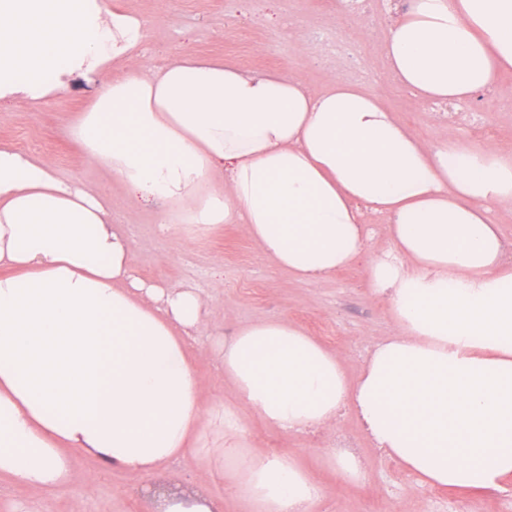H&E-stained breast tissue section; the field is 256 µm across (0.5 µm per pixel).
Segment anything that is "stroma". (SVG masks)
Returning <instances> with one entry per match:
<instances>
[{
	"label": "stroma",
	"mask_w": 512,
	"mask_h": 512,
	"mask_svg": "<svg viewBox=\"0 0 512 512\" xmlns=\"http://www.w3.org/2000/svg\"><path fill=\"white\" fill-rule=\"evenodd\" d=\"M112 8L141 16L146 22V59L159 68L191 54L218 59L256 72L300 76L314 92L331 79L354 82L379 93L393 117L421 140L438 143L455 134L484 150L512 153V71L503 73L496 90L449 111L419 102L390 76L382 52L396 10L376 0L371 10H348L342 0H109ZM338 35V50L324 41ZM90 89L78 85L39 111L19 103L0 111V143L51 162L58 175L91 184L112 201V217L130 239L133 272L160 285L190 284L210 295L206 343H192L188 354L208 388L207 407L221 412L232 390L218 369V340L238 327L280 317L336 353L350 377H357L372 348L392 332L388 302L368 283L367 260L390 246L386 218L365 211L371 229L362 257L325 280L308 282L276 266L238 224L204 229L173 224L161 230L159 203L131 199L110 170L89 162L66 138V122L83 110ZM243 435L250 448L292 456L322 489L316 512H512V479L504 489H446L420 484L400 463L372 442L355 413L336 428L313 435L284 431L257 415L242 412ZM340 438L356 451L360 480L341 479L325 455L326 442ZM224 430L205 424L195 446L173 464L165 477L180 488H204L222 499L223 512H243L224 484ZM73 476L52 491H39L0 476V512H150L148 496L156 477L102 469L84 451L69 452Z\"/></svg>",
	"instance_id": "1"
}]
</instances>
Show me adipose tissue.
Returning a JSON list of instances; mask_svg holds the SVG:
<instances>
[{
  "label": "adipose tissue",
  "instance_id": "ef3b65f1",
  "mask_svg": "<svg viewBox=\"0 0 512 512\" xmlns=\"http://www.w3.org/2000/svg\"><path fill=\"white\" fill-rule=\"evenodd\" d=\"M145 21L106 0H0V105L40 107L93 86L65 134L161 223L239 224L277 266L321 280L360 255L362 208L392 246L368 263L391 335L349 382L340 358L282 318L224 338L225 480L246 512H314L320 487L289 456L252 452L239 414L318 431L354 411L377 448L424 484L512 478V260L490 213L512 206V156L423 145L377 94L190 55L147 70ZM418 101L496 88L512 68V0H411L383 46ZM112 203L0 144V475L49 491L68 449L158 474L209 416L186 355L208 296L132 274Z\"/></svg>",
  "mask_w": 512,
  "mask_h": 512
}]
</instances>
